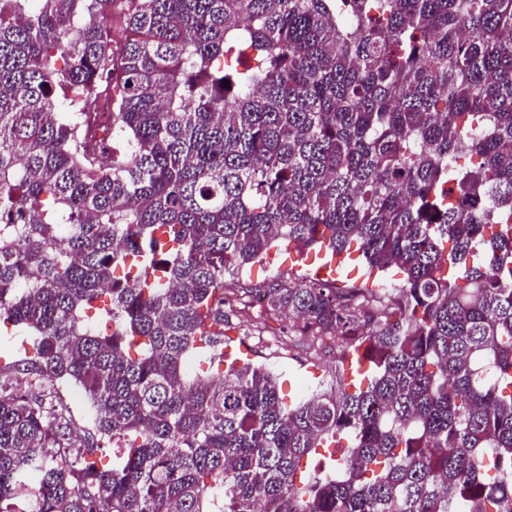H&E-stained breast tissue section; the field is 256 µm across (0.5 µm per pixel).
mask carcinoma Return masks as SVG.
Returning <instances> with one entry per match:
<instances>
[{
  "label": "carcinoma",
  "instance_id": "1",
  "mask_svg": "<svg viewBox=\"0 0 512 512\" xmlns=\"http://www.w3.org/2000/svg\"><path fill=\"white\" fill-rule=\"evenodd\" d=\"M276 245L399 279L226 280ZM226 294L329 378L225 358ZM1 323L0 512H512V0H0Z\"/></svg>",
  "mask_w": 512,
  "mask_h": 512
}]
</instances>
